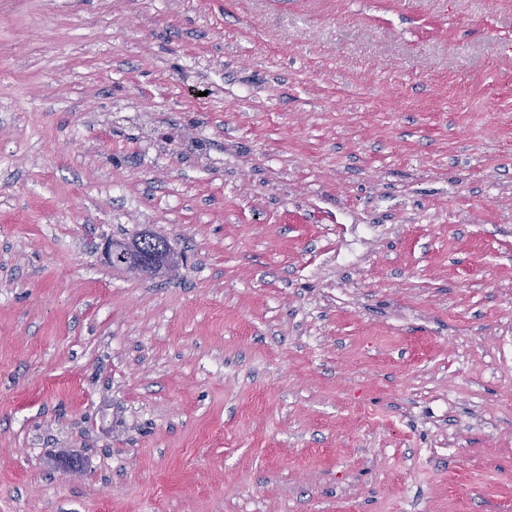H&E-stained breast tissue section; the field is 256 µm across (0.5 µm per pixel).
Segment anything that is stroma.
I'll list each match as a JSON object with an SVG mask.
<instances>
[{
	"label": "stroma",
	"instance_id": "1",
	"mask_svg": "<svg viewBox=\"0 0 512 512\" xmlns=\"http://www.w3.org/2000/svg\"><path fill=\"white\" fill-rule=\"evenodd\" d=\"M0 512H512V0H0ZM151 235L143 233L123 248H117L112 239L108 240L105 246L107 260L112 264V257L121 254L125 258L121 268L131 274L150 278L175 276L182 261L180 255L150 239Z\"/></svg>",
	"mask_w": 512,
	"mask_h": 512
}]
</instances>
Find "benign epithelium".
Masks as SVG:
<instances>
[{
    "instance_id": "obj_1",
    "label": "benign epithelium",
    "mask_w": 512,
    "mask_h": 512,
    "mask_svg": "<svg viewBox=\"0 0 512 512\" xmlns=\"http://www.w3.org/2000/svg\"><path fill=\"white\" fill-rule=\"evenodd\" d=\"M123 255L122 269L142 277H172L180 268L181 257L172 249L158 244L151 239V234L143 233L122 248L113 241L106 242L105 255L112 260L116 255Z\"/></svg>"
}]
</instances>
